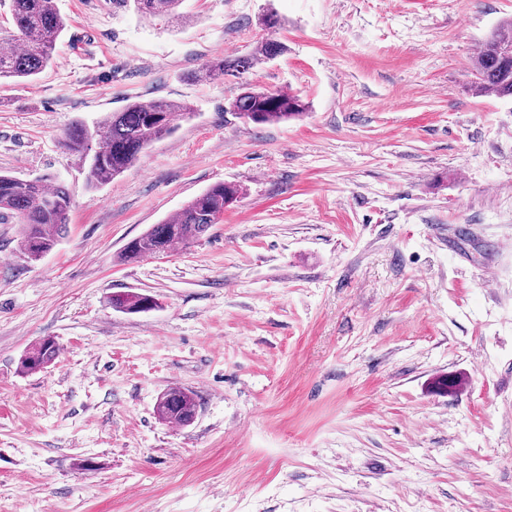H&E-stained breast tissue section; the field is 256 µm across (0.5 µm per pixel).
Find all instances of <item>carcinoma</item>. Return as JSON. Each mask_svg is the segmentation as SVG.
<instances>
[{
  "label": "carcinoma",
  "mask_w": 512,
  "mask_h": 512,
  "mask_svg": "<svg viewBox=\"0 0 512 512\" xmlns=\"http://www.w3.org/2000/svg\"><path fill=\"white\" fill-rule=\"evenodd\" d=\"M137 12L148 18L169 17L183 20L179 12L183 0H133ZM12 28H0V80H31L54 59L57 42L66 21L56 0H11ZM285 51L282 42L268 38L249 54L226 55L208 61L191 74L195 79H217L272 60ZM473 94L512 97V19L499 22L480 44L472 59ZM184 103L158 99L136 101L120 112H112L95 131L77 121L68 127L60 145L82 153L97 138L90 158L89 185L97 187L121 175L140 159L155 141L170 134L178 117L186 114ZM308 110L299 95L281 90H257L249 85L234 99L229 111L246 124L265 125L286 122ZM241 189L233 183H216L189 200L177 213L151 225L141 236L129 241L120 259L125 263L189 246L219 223L224 208L236 202ZM71 198L66 186L52 178L22 180L0 172V223L20 224V249L37 260L51 251L67 232ZM113 310L142 313L158 307L157 299L146 293L115 292L108 298ZM58 354L56 344L40 341L23 355L20 368L32 372L52 363ZM155 412L167 424L186 427L197 413L193 392L171 387L157 398Z\"/></svg>",
  "instance_id": "obj_1"
}]
</instances>
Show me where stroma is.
<instances>
[{
    "mask_svg": "<svg viewBox=\"0 0 512 512\" xmlns=\"http://www.w3.org/2000/svg\"><path fill=\"white\" fill-rule=\"evenodd\" d=\"M56 2L52 63L0 83V170L71 195L40 260L0 224V512H512V100L471 91L512 0ZM270 10L282 55L191 81ZM246 83L308 112L243 124ZM153 99L191 113L90 187L63 132ZM218 182L243 189L223 221L120 262ZM172 386L189 426L154 413ZM137 12L148 18L169 17L182 21L185 16L178 11L183 0H133ZM113 310L122 313H142L158 306L157 299L146 293L115 292L108 298ZM58 354V347L55 341L47 344L45 340L34 344L23 355L20 361V368L23 372H32L36 369L44 368L52 363ZM155 412L167 424L186 427L197 413V403L192 391L171 387L157 398Z\"/></svg>",
    "mask_w": 512,
    "mask_h": 512,
    "instance_id": "35a3bbf8",
    "label": "stroma"
}]
</instances>
